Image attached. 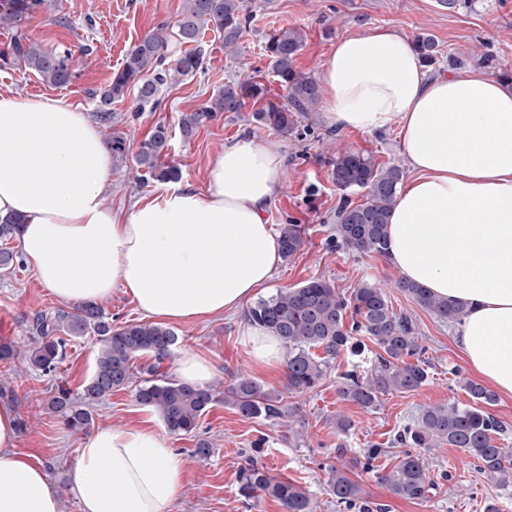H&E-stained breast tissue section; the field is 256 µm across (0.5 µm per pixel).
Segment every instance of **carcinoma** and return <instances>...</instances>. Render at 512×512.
Segmentation results:
<instances>
[{
  "mask_svg": "<svg viewBox=\"0 0 512 512\" xmlns=\"http://www.w3.org/2000/svg\"><path fill=\"white\" fill-rule=\"evenodd\" d=\"M44 0H0V25L14 29L13 38L0 51V61L17 65L38 74L53 86H66L77 76L70 50H48L23 31L22 23L40 12ZM251 19L246 0H186V8L171 29L161 24L142 37L126 55L120 69L112 74L110 84L101 91L104 105L126 96L138 87L140 105H157L159 87L176 76H188L203 68L202 50L188 45L199 42L202 31L212 28L224 38V50L237 53L239 41ZM303 39L294 28H280L268 36L264 45L276 80L286 92L285 99L269 97L266 86L246 70L224 83L213 100L179 121L186 138L216 117L219 112H239L250 99L259 105L256 118L280 134L297 133L301 119L308 117L320 98L316 80L298 73L295 60ZM423 62H438L437 45L429 35L413 42ZM171 140V128L159 124L140 143L133 161L156 181L175 179L177 169L165 165ZM112 165L127 163L124 138L112 136ZM331 175L339 191L344 193L336 207V246H344L359 254L386 255V224L396 201L398 185L403 181L399 165L383 166L363 151L346 149L336 152ZM366 190L361 203L351 202L345 193ZM23 220L19 217L0 223V270L12 272L20 266L18 253L9 244L19 233ZM305 229L301 224H282L279 237L282 255L294 256L303 245ZM397 287L421 308L443 323H453L464 314V305L431 294L406 281ZM248 322L278 337L287 349L286 383L288 392L302 395L312 392L322 382L329 364L342 353L355 351L362 339L371 340L380 349L370 373L355 371L342 375L338 396L369 411L378 406L384 394H412L426 383L428 372L420 355L424 347L416 336L413 321L399 315L388 301L385 290L363 282L350 296L323 280H308L283 288L261 298L246 314ZM32 346L22 352L11 344H0V361L21 356L28 367L42 375L56 371L65 357L68 339L90 333L97 337L100 350L92 377L76 397L59 388L49 400L51 411L74 431L90 428L91 406L112 391L135 385V399L156 411L167 430L174 434H193L199 419L218 402L232 406L244 419L262 418L279 425L295 416L296 409L287 407L282 396L241 373L234 374L219 389L214 385L195 387L181 383L169 374L176 336L172 329L159 323L130 322L114 326L95 304H75L67 309L35 313L27 321ZM142 355L151 362L134 367ZM471 403L430 405L419 417L406 425L400 443L404 451L398 463L380 479L399 498L423 501L435 486L419 448H438L444 444L457 448L476 460L480 474L495 481L504 491L512 488V451L497 439L508 432L506 424L490 412L496 394L469 379L462 380ZM240 491L250 498L261 492L275 498L284 512H314L315 506L306 490L294 481L278 479L265 468L250 463L240 475ZM328 488L336 501L348 507L362 501V489L347 472L329 467Z\"/></svg>",
  "mask_w": 512,
  "mask_h": 512,
  "instance_id": "obj_1",
  "label": "carcinoma"
}]
</instances>
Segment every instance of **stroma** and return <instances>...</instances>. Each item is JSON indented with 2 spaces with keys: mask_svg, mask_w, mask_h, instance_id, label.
<instances>
[{
  "mask_svg": "<svg viewBox=\"0 0 512 512\" xmlns=\"http://www.w3.org/2000/svg\"><path fill=\"white\" fill-rule=\"evenodd\" d=\"M182 8L183 0H46L25 29L44 48L83 50L79 78L56 87L32 72L0 65V89L23 96L62 98L87 115H95L101 107L98 91L109 84L128 51L157 24L176 25ZM249 8L251 22L239 42L238 57L226 56L223 38L203 30L199 41L202 69L169 81L158 95L156 108L140 109L134 90L113 102L112 124L103 127L102 134L107 139L121 134L133 153L156 124H165L172 130L166 161L178 168L180 183L198 190L204 189L206 171L223 152L226 141L255 134L279 143L285 170L278 191L265 207V218L276 226L289 222L304 225L306 235L300 250L276 269L273 289L293 287L312 278L325 279L347 294L366 281L382 284L393 309L410 317L417 327L426 347L428 380L410 395H382L377 408L369 412L341 402L337 395L341 372L369 371L378 351L372 345L362 355L338 358L316 390L296 398L297 415L289 425H274L260 418L246 420L230 406L213 405L200 420L198 436H165L187 470L183 494L169 512H283L280 503L269 496L247 500L240 495L239 473L252 461L277 478L301 484L311 494L315 512H346L327 490L328 468L333 464L348 467L350 478L363 490L369 512H486L492 503L500 512H512V497L480 475L475 460L445 445L424 453L437 483L427 501L398 498L380 480L402 453L394 442L397 432L416 419L423 407L469 401L460 379L470 371L453 345L451 326L396 288L399 275L387 258L339 248L332 240L340 193L331 178L330 158L337 151L350 149L372 153L384 165L407 166L396 128L372 134L341 130L326 123L325 107L320 104L311 119L301 122L298 134L288 139L258 122L255 106L249 102L242 111L218 113L191 138H184L179 131L181 116L207 103L239 70H254L270 97L283 96L262 50L267 34L282 27L301 32L303 47L296 69L313 78L318 77L339 37L386 26L410 39L422 33L432 35L443 55L434 72H449L452 58L459 60L461 70L475 69L483 54L492 57L485 67L490 75L512 71V0H474L468 12L448 10L440 0H251ZM158 187L156 181L141 180L135 166L123 167L111 175L107 202L119 209L136 199H151ZM58 306L30 266L0 273V344L27 347V320L35 312ZM246 325L242 310L173 324L177 335L174 356L179 359L187 352L201 356L216 367L214 380L218 383L240 372L265 388L283 390L285 367L263 371L255 366L244 334ZM98 347L93 335L70 341L66 358L52 377L28 370L18 360L0 361V387L5 388V399L14 405L21 423L17 449L63 487L70 483L87 435L68 429L47 402L59 381L74 395H81L94 372ZM149 413L130 387L114 391L92 406L97 427H120ZM340 413L354 422L344 438L337 436L335 428ZM200 437L208 439L213 448L205 459L193 454ZM340 442L346 445L341 456L336 453ZM375 447L380 453L371 470L352 466V459Z\"/></svg>",
  "mask_w": 512,
  "mask_h": 512,
  "instance_id": "obj_1",
  "label": "stroma"
}]
</instances>
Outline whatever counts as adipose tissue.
Masks as SVG:
<instances>
[{
	"label": "adipose tissue",
	"mask_w": 512,
	"mask_h": 512,
	"mask_svg": "<svg viewBox=\"0 0 512 512\" xmlns=\"http://www.w3.org/2000/svg\"><path fill=\"white\" fill-rule=\"evenodd\" d=\"M330 126H398L411 176L397 192L386 257L400 278L466 307L453 343L471 371L512 399V88L481 70L436 74L396 28L337 39L319 74ZM278 143L229 141L204 190L163 185L122 210L105 202L112 157L66 100L0 92V222L19 216L21 255L60 301L121 289L147 317L204 320L269 288L281 262L264 218L284 173ZM0 404V512H62V493L16 449ZM186 471L154 417L95 429L70 491L81 512H167Z\"/></svg>",
	"instance_id": "adipose-tissue-1"
}]
</instances>
